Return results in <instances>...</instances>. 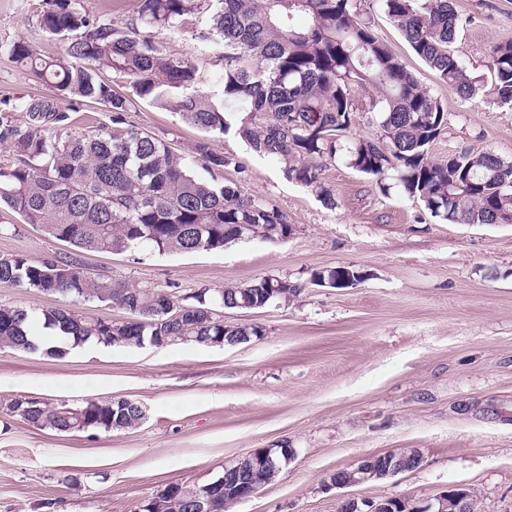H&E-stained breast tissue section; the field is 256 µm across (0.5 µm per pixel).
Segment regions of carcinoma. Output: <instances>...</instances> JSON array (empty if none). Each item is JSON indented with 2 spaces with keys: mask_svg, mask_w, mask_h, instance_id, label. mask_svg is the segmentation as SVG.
Listing matches in <instances>:
<instances>
[{
  "mask_svg": "<svg viewBox=\"0 0 512 512\" xmlns=\"http://www.w3.org/2000/svg\"><path fill=\"white\" fill-rule=\"evenodd\" d=\"M205 2L136 0L135 17L120 27L101 21L78 0H45L40 27L65 41L64 53L43 57L22 38L9 55L50 84L67 108L39 98L0 102L6 110L22 108L29 118L23 127L0 120V146L12 156L0 162V207L58 241L101 254L216 250L259 231L270 240L288 237L290 225L277 209L237 183L197 177L166 140L127 127L125 114L146 100L206 132H235L253 152L281 164L288 181L315 189L328 205L334 198L322 182L323 160L342 150L339 137L354 113L368 112L376 135L345 150L350 167L376 179L382 192L398 188L441 222L512 224V162L470 150L445 160L429 158L444 106L378 37L358 0H218L221 7L203 34L219 45L224 60L223 82L213 94L200 90L201 77L189 58L168 54L157 40ZM378 2L414 54L463 99L487 93L512 105V42L492 47L490 78L475 76L453 51L462 26L453 0ZM299 15L307 17L303 26L296 24ZM106 73L112 78H104ZM114 78L128 81L130 90L114 89ZM370 87L383 94L365 104L356 93ZM89 103L112 112V129L95 135L72 131L70 113ZM194 154L213 177L230 166L245 172L205 140L195 144ZM350 278L362 276L351 266L313 275L316 283L338 287ZM0 284L79 303L137 306L134 320L120 326L115 339L111 323L71 318L67 309L0 307V348L52 357L88 341L122 347L220 342L224 320L215 308L244 295L259 307L288 302L303 291L301 283L288 286L280 277L265 276L216 296L206 288L190 300L167 292L149 296L93 274L75 259L32 262L18 254L0 255ZM274 288L278 294L272 297ZM36 325L60 331L69 347L40 348L28 337ZM21 408L24 421L62 433L133 429L144 418L133 401L120 406L110 400H41L31 406L18 396L5 402L8 413ZM181 488L164 489L169 512H189L187 499L177 493Z\"/></svg>",
  "mask_w": 512,
  "mask_h": 512,
  "instance_id": "carcinoma-1",
  "label": "carcinoma"
}]
</instances>
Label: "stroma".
I'll return each instance as SVG.
<instances>
[{"label": "stroma", "instance_id": "1", "mask_svg": "<svg viewBox=\"0 0 512 512\" xmlns=\"http://www.w3.org/2000/svg\"><path fill=\"white\" fill-rule=\"evenodd\" d=\"M376 34L441 100L444 126L429 147L441 160L463 148L512 161V106L471 103L441 82L379 10L362 0ZM465 23L454 44L476 75H489L494 44L512 41V0H455ZM43 0H0V99L56 98L13 63L7 47L29 41L43 55L63 44L38 25ZM212 8L159 36L218 89L221 51L201 41ZM126 122L190 155L202 131L138 101ZM214 149L244 163L248 194L283 213V242L248 238L192 254L77 250L0 209V253L32 261L79 259L90 272L147 292L188 296L264 276L303 284L289 303L220 309L261 338L236 346H82L65 356L0 349V402L125 398L144 411L132 430L60 433L0 416V512H139L172 482H209L257 448L294 456L276 479L227 512H338L345 497L423 501L453 486L473 489L479 512H512V224H448L397 190L326 160L327 206L315 189L286 180L279 164L239 137ZM352 266L347 288L312 284L313 273ZM417 449L416 470L346 488L330 474L365 456Z\"/></svg>", "mask_w": 512, "mask_h": 512}]
</instances>
